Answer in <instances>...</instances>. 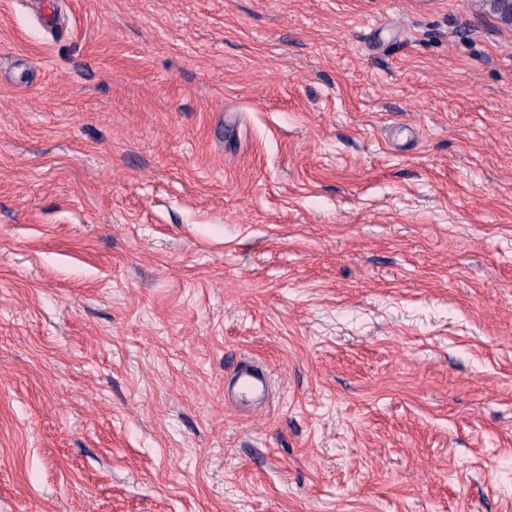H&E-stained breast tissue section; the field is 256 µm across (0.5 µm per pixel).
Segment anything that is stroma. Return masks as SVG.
Wrapping results in <instances>:
<instances>
[{"instance_id":"obj_1","label":"stroma","mask_w":512,"mask_h":512,"mask_svg":"<svg viewBox=\"0 0 512 512\" xmlns=\"http://www.w3.org/2000/svg\"><path fill=\"white\" fill-rule=\"evenodd\" d=\"M37 4L0 0V512H512V26ZM271 392V377L265 365L250 358L237 361L228 388V397L236 405L262 407L270 399Z\"/></svg>"}]
</instances>
